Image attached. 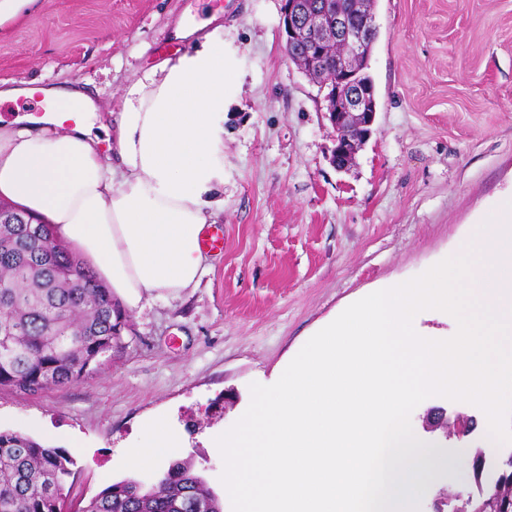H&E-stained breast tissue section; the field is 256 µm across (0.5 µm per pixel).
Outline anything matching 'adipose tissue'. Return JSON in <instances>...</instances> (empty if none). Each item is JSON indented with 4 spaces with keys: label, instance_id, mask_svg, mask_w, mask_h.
<instances>
[{
    "label": "adipose tissue",
    "instance_id": "1",
    "mask_svg": "<svg viewBox=\"0 0 512 512\" xmlns=\"http://www.w3.org/2000/svg\"><path fill=\"white\" fill-rule=\"evenodd\" d=\"M174 36L200 43L125 88L112 135L118 166L106 165L91 134L98 109L77 88H42L41 119L0 126V201L49 224L127 311L196 287L206 271L200 235L224 204L233 54L191 16Z\"/></svg>",
    "mask_w": 512,
    "mask_h": 512
}]
</instances>
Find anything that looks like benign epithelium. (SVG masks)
Here are the masks:
<instances>
[{"label":"benign epithelium","instance_id":"7a95c632","mask_svg":"<svg viewBox=\"0 0 512 512\" xmlns=\"http://www.w3.org/2000/svg\"><path fill=\"white\" fill-rule=\"evenodd\" d=\"M377 30L371 11L362 24L352 25L336 13L333 5L303 17L298 0H284L281 31L286 43L301 41L315 47L313 54L293 61L301 70L325 77L326 114L336 132L332 163L338 170L350 167L372 134L376 119L374 84L370 80L359 81L355 61L372 45ZM422 427L428 432L446 431L462 438L473 430V420L462 414L449 417L439 410L427 413Z\"/></svg>","mask_w":512,"mask_h":512}]
</instances>
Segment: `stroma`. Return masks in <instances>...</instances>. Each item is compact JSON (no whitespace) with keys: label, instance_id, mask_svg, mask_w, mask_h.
<instances>
[{"label":"stroma","instance_id":"1","mask_svg":"<svg viewBox=\"0 0 512 512\" xmlns=\"http://www.w3.org/2000/svg\"><path fill=\"white\" fill-rule=\"evenodd\" d=\"M224 13L235 53V100L224 119V250L197 287L128 313L118 346L83 382L27 395L0 388V430L63 449L76 462L65 492L88 500L113 483H154L192 462L216 495L223 460L212 440L246 411L249 386L275 383L289 357L362 294L454 256L473 225L512 197V0H376L369 60L374 131L345 171L324 93L291 61L283 0H43L39 15L0 29V83H71L100 108L179 46L173 23ZM472 416L462 446L486 473L512 443L494 444L473 404L432 396L411 414ZM164 422L180 442L152 447ZM448 444L419 512L441 487L476 492L447 466ZM142 451L137 468L121 461Z\"/></svg>","mask_w":512,"mask_h":512}]
</instances>
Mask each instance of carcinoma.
<instances>
[{
    "label": "carcinoma",
    "instance_id": "cac0c4a2",
    "mask_svg": "<svg viewBox=\"0 0 512 512\" xmlns=\"http://www.w3.org/2000/svg\"><path fill=\"white\" fill-rule=\"evenodd\" d=\"M359 19L367 0H334ZM125 313L112 292L34 217L0 214V387L36 394L81 382L112 350ZM73 461L61 449L0 431V512H65ZM461 512H512V475H498ZM74 512H222L220 501L187 461L146 489L113 484Z\"/></svg>",
    "mask_w": 512,
    "mask_h": 512
}]
</instances>
